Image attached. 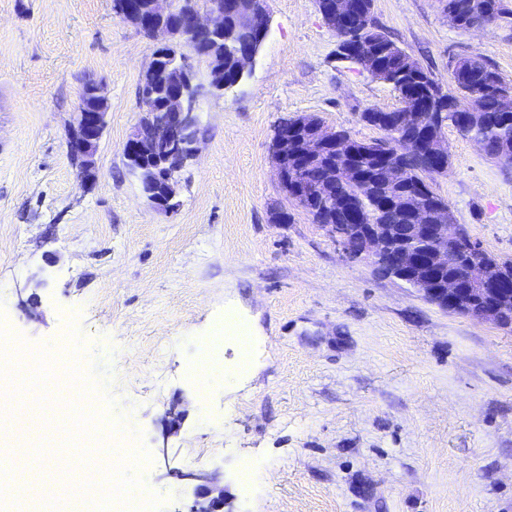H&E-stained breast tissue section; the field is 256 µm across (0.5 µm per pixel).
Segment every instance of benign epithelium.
I'll list each match as a JSON object with an SVG mask.
<instances>
[{
	"mask_svg": "<svg viewBox=\"0 0 512 512\" xmlns=\"http://www.w3.org/2000/svg\"><path fill=\"white\" fill-rule=\"evenodd\" d=\"M317 7L325 24L338 34L337 56L362 67L374 79L387 82V74L374 67V58L364 39L354 34L352 19L361 14L358 0H317ZM229 9L240 21L268 35V16L260 0H227ZM224 8V9H226ZM224 9L209 5L200 7L188 0L185 8H176L173 0H153L152 14L143 15L133 5L120 2L117 12L124 21L147 27L157 48L143 74H152L162 56L168 54V30L154 22L159 17L181 13V28L190 35L198 30L224 31ZM193 67L190 60H181L178 69L179 88L158 111L145 113L134 132L135 145L147 158L144 170L147 177L164 176L174 185L176 172L198 151V140L192 130L198 125L202 96L190 93ZM107 113L81 109L74 113V122L68 150L80 173L86 179L96 174L95 154L105 132ZM400 122L419 131L414 142L397 148L391 143H381L374 149L380 159L379 170L390 180L400 177L403 167L398 157L406 152L418 153L426 166L442 174L448 172V144L441 140L431 142L429 131L435 124L429 120L420 105H409ZM329 150L342 157L356 152L353 141L344 133L330 131L313 122V116L293 118L280 125L273 143L274 163L279 183L295 190L302 199L313 203L323 197L319 182H308L301 174L309 161L320 158ZM329 223L327 233L336 240L343 251L355 258L368 260L377 271L409 284L427 301L439 308L475 319L503 324L501 312L512 305V274L502 268L501 273L490 276L493 266L488 259L469 258L465 276L469 287L463 288L455 279H441V270L448 268V259L475 250L474 239L465 225L448 218V209L438 213V223L422 224L424 214L407 212L417 223L410 225L411 237L396 236L389 224H347L353 206L343 198L336 202V209H325ZM197 481L194 498L186 512H230L228 497L218 478L202 472L192 476Z\"/></svg>",
	"mask_w": 512,
	"mask_h": 512,
	"instance_id": "7a95c632",
	"label": "benign epithelium"
}]
</instances>
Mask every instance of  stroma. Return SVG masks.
<instances>
[{
    "mask_svg": "<svg viewBox=\"0 0 512 512\" xmlns=\"http://www.w3.org/2000/svg\"><path fill=\"white\" fill-rule=\"evenodd\" d=\"M485 31L452 25L440 0H373V17L443 86L463 56L512 82V0ZM269 33L243 81L205 97L199 151L177 174L176 208L141 195L123 156L154 50L112 0H0V352L30 354L5 374L0 420L42 422L16 451L44 494L0 512H113L148 496L183 512L193 474L215 471L233 512H512V327L444 311L367 260L343 253L279 184L283 120L318 116L370 141L364 109L391 88L336 58L316 0H267ZM103 83L107 127L89 184L68 156L78 95ZM433 187L494 256L512 259V166L454 128ZM291 214L287 224L277 212ZM250 333L242 345L225 318ZM224 359L195 366L210 337ZM73 347L82 385L112 426L125 488L87 482L90 443L42 360ZM181 425L167 431L168 411Z\"/></svg>",
    "mask_w": 512,
    "mask_h": 512,
    "instance_id": "stroma-1",
    "label": "stroma"
}]
</instances>
